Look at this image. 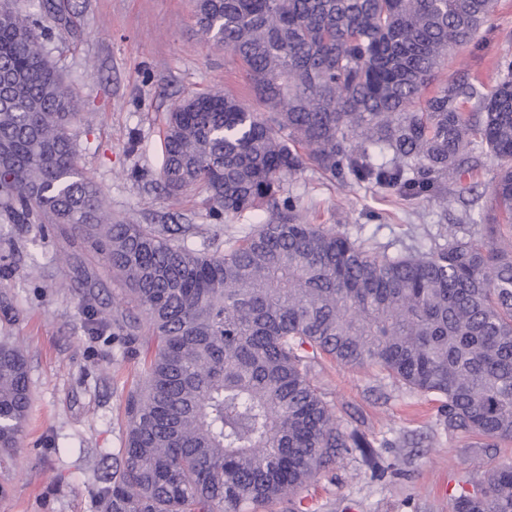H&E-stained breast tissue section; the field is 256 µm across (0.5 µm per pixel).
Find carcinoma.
Returning a JSON list of instances; mask_svg holds the SVG:
<instances>
[{"label": "carcinoma", "mask_w": 512, "mask_h": 512, "mask_svg": "<svg viewBox=\"0 0 512 512\" xmlns=\"http://www.w3.org/2000/svg\"><path fill=\"white\" fill-rule=\"evenodd\" d=\"M492 7L197 0L196 24L241 64L256 104L184 99L166 121L160 181L171 195L203 188L215 219L273 213L210 254L106 210L77 165L76 93L28 19L0 6V208L101 255L123 289L108 313L83 293L89 315L127 344L150 336L98 512H259L353 448L376 464L314 383L321 358L443 396L451 431L512 439V62L487 92L453 84L421 98ZM477 150L499 163L502 223L463 224L427 249L369 247L280 196L310 167L428 196L473 170ZM30 407L26 359L1 340L0 450L18 447ZM452 501L453 512H512V462Z\"/></svg>", "instance_id": "obj_1"}]
</instances>
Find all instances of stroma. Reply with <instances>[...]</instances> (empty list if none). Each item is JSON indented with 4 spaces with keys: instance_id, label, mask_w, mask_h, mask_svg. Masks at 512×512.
Returning a JSON list of instances; mask_svg holds the SVG:
<instances>
[{
    "instance_id": "1",
    "label": "stroma",
    "mask_w": 512,
    "mask_h": 512,
    "mask_svg": "<svg viewBox=\"0 0 512 512\" xmlns=\"http://www.w3.org/2000/svg\"><path fill=\"white\" fill-rule=\"evenodd\" d=\"M60 2L58 11L45 0L12 6L36 25L77 95L78 165L113 215L158 229L185 227L188 244L210 253L256 227L260 218L252 212L210 217L203 189L172 196L160 188L165 118L174 105L209 89L254 102L239 63L197 34L196 0ZM506 59L512 0H497L423 94L463 80L492 86ZM476 161V174L448 179L438 197L403 200L394 190L342 185L312 168L289 178L284 193L313 223L396 251L489 214L498 162L483 153ZM81 268L99 287V303H110L118 287L85 244L11 223L0 210V339L23 348L32 394L20 450L0 453V512H93L99 478L124 444L123 402L139 379L142 354L114 339L111 325L91 320L77 284ZM312 377L344 425L371 443L378 464L352 450L269 512H452V494L512 459V440L495 445L449 431L441 396L409 389L378 369L325 359Z\"/></svg>"
}]
</instances>
